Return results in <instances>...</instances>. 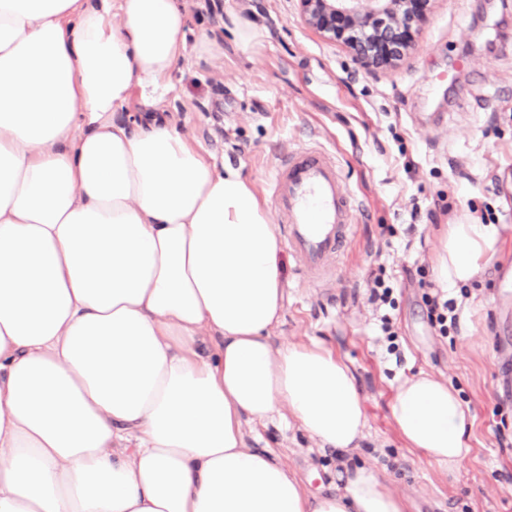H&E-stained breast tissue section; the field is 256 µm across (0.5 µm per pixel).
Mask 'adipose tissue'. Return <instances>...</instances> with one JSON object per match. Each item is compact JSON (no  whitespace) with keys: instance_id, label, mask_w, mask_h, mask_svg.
<instances>
[{"instance_id":"ef3b65f1","label":"adipose tissue","mask_w":512,"mask_h":512,"mask_svg":"<svg viewBox=\"0 0 512 512\" xmlns=\"http://www.w3.org/2000/svg\"><path fill=\"white\" fill-rule=\"evenodd\" d=\"M188 33L179 0H0V512H409L366 466L315 495L245 445L285 413L347 452L367 417L332 350L269 336L283 260L253 183L164 113L117 119ZM498 239L446 225L440 279ZM391 414L439 468L469 455L446 382L403 379Z\"/></svg>"}]
</instances>
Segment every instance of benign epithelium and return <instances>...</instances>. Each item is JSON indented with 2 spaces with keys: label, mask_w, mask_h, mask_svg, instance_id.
<instances>
[{
  "label": "benign epithelium",
  "mask_w": 512,
  "mask_h": 512,
  "mask_svg": "<svg viewBox=\"0 0 512 512\" xmlns=\"http://www.w3.org/2000/svg\"><path fill=\"white\" fill-rule=\"evenodd\" d=\"M433 0H299L300 17L326 40L349 50L368 71L395 68L413 49Z\"/></svg>",
  "instance_id": "benign-epithelium-1"
}]
</instances>
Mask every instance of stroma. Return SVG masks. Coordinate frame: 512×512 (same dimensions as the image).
Masks as SVG:
<instances>
[{
  "mask_svg": "<svg viewBox=\"0 0 512 512\" xmlns=\"http://www.w3.org/2000/svg\"><path fill=\"white\" fill-rule=\"evenodd\" d=\"M190 33L174 70L147 106L133 91L123 118L166 113L217 162L238 168L264 205L278 161L300 148L342 166L357 207L350 243L317 284L283 252L286 302L275 342H319L351 368L367 416L353 454L412 512H512V0H434L410 56L366 72L299 17L298 0H185ZM253 31L241 44L236 28ZM224 52L198 57L194 43ZM446 224H495L487 266L460 290L458 333L431 328L417 267L436 273ZM393 290L399 356L379 340L369 270ZM425 372L457 390L471 416L469 456L454 472L407 447L391 414L398 381ZM314 494L334 492L337 449L284 420L246 428Z\"/></svg>",
  "mask_w": 512,
  "mask_h": 512,
  "instance_id": "1",
  "label": "stroma"
}]
</instances>
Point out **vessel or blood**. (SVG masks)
Here are the masks:
<instances>
[{
	"label": "vessel or blood",
	"mask_w": 512,
	"mask_h": 512,
	"mask_svg": "<svg viewBox=\"0 0 512 512\" xmlns=\"http://www.w3.org/2000/svg\"><path fill=\"white\" fill-rule=\"evenodd\" d=\"M268 192L284 242L315 279L326 278L352 227V198L344 176L325 152L302 148L280 161Z\"/></svg>",
	"instance_id": "b4317fda"
}]
</instances>
